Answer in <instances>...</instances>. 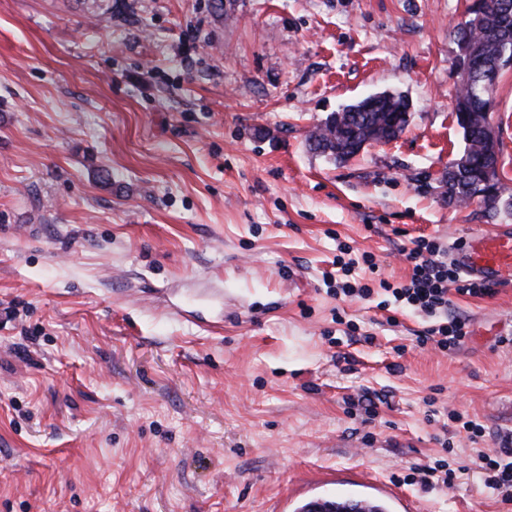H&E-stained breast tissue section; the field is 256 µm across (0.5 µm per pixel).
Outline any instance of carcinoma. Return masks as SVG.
Returning <instances> with one entry per match:
<instances>
[{
    "instance_id": "1",
    "label": "carcinoma",
    "mask_w": 512,
    "mask_h": 512,
    "mask_svg": "<svg viewBox=\"0 0 512 512\" xmlns=\"http://www.w3.org/2000/svg\"><path fill=\"white\" fill-rule=\"evenodd\" d=\"M500 0H476V13L480 15L470 30L458 28V37L469 35L483 56L489 90L470 80L460 88L455 100V114L462 129L465 147L462 159L466 166L458 180L457 204L471 202V198L484 191L480 176L486 167L490 147L481 126L482 112L493 97L497 80L494 74L500 58L512 55V19L501 15ZM410 101L401 92L382 91L355 102L346 104L331 113L309 136L311 148L331 156L335 160L347 161L355 157L364 146L387 142L403 133L407 124Z\"/></svg>"
}]
</instances>
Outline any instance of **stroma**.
Instances as JSON below:
<instances>
[{
    "mask_svg": "<svg viewBox=\"0 0 512 512\" xmlns=\"http://www.w3.org/2000/svg\"><path fill=\"white\" fill-rule=\"evenodd\" d=\"M472 0H0V512H512V282L471 333L336 300L338 243L391 284L421 236L512 230L450 204ZM405 132L338 162L316 126L381 90ZM493 116L512 196V68ZM473 419L484 428L469 440ZM445 461L454 487L402 483ZM503 448L480 455L479 469L486 488L492 490L503 504H512V448L506 440Z\"/></svg>",
    "mask_w": 512,
    "mask_h": 512,
    "instance_id": "stroma-1",
    "label": "stroma"
}]
</instances>
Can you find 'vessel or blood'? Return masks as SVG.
Instances as JSON below:
<instances>
[{
  "label": "vessel or blood",
  "instance_id": "1",
  "mask_svg": "<svg viewBox=\"0 0 512 512\" xmlns=\"http://www.w3.org/2000/svg\"><path fill=\"white\" fill-rule=\"evenodd\" d=\"M452 261L462 273L479 280L512 281V231L473 234L454 249Z\"/></svg>",
  "mask_w": 512,
  "mask_h": 512
}]
</instances>
